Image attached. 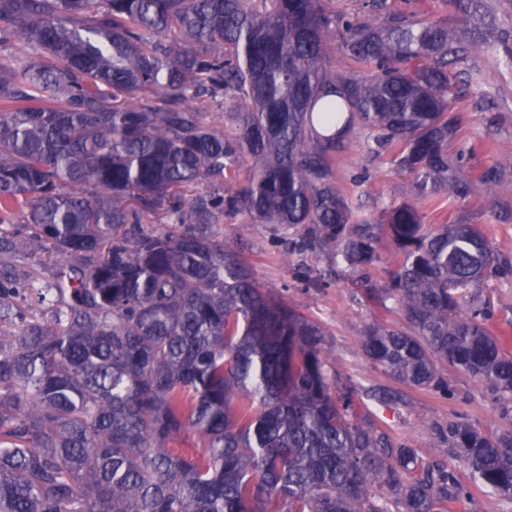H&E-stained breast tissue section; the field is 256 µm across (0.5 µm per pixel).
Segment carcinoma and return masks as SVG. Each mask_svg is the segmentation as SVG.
Masks as SVG:
<instances>
[{"instance_id": "carcinoma-1", "label": "carcinoma", "mask_w": 512, "mask_h": 512, "mask_svg": "<svg viewBox=\"0 0 512 512\" xmlns=\"http://www.w3.org/2000/svg\"><path fill=\"white\" fill-rule=\"evenodd\" d=\"M261 2L0 0V45L35 53L0 65V250L29 258L0 270V512H389L377 487L436 512L468 494L358 421L323 331L224 247L226 218L301 228L359 269L385 229L382 294L415 333L371 328L369 360L435 389L445 363L512 412V353L473 293L499 267L480 225L408 202L356 225L334 173L358 127L411 199L469 195L448 159L462 34L388 0H369L386 25ZM479 2L449 0L475 34ZM338 36L369 81L329 68ZM218 97L229 133L204 119ZM447 441L512 501L511 429L454 423ZM0 55L2 62L14 66L22 65L34 56L32 49L21 35H16L6 47L2 48Z\"/></svg>"}]
</instances>
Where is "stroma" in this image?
Masks as SVG:
<instances>
[{"label": "stroma", "instance_id": "1", "mask_svg": "<svg viewBox=\"0 0 512 512\" xmlns=\"http://www.w3.org/2000/svg\"><path fill=\"white\" fill-rule=\"evenodd\" d=\"M492 27L487 36H467L466 54L456 69L467 79L458 106L462 121L450 155L464 153L462 170L471 182L467 198L449 197L439 188L421 202L429 224L468 222L481 225L501 258L499 268L476 287L489 306L487 326L512 350V169L499 172L498 149L512 145V0H484ZM362 130H353L336 157V182L350 197L356 219H375L387 206L406 201L408 178L390 160L376 161ZM300 229L224 222V244L251 268L259 287L271 290L289 307L318 324L325 346L336 359L339 390L352 391L359 417L392 443L416 449L423 462L444 463L467 488L468 497L440 504L439 512H512V501L475 479L460 449L448 447L449 423L465 422L485 434L512 428L501 403L485 385L464 372L440 365L447 390L414 388L374 366L362 349L369 327L410 332L411 326L391 300L369 298L354 288L356 271L337 265L333 250L317 244L295 246Z\"/></svg>", "mask_w": 512, "mask_h": 512}]
</instances>
